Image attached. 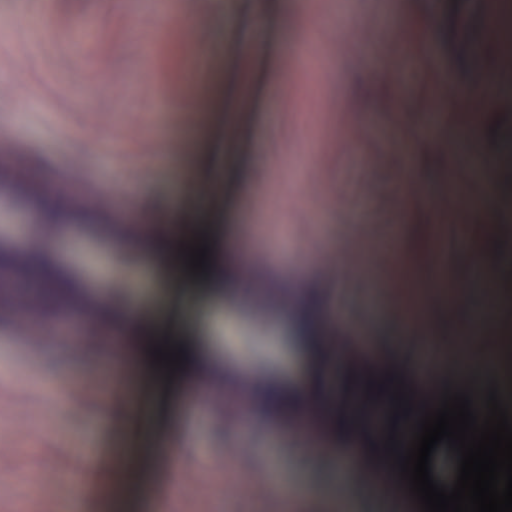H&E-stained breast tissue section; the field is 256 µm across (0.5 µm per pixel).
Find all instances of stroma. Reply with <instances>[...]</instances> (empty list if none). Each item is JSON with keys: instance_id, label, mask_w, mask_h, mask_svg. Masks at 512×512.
<instances>
[{"instance_id": "obj_1", "label": "stroma", "mask_w": 512, "mask_h": 512, "mask_svg": "<svg viewBox=\"0 0 512 512\" xmlns=\"http://www.w3.org/2000/svg\"><path fill=\"white\" fill-rule=\"evenodd\" d=\"M397 2L0 0V86L15 103L0 112V252L52 237L30 277L65 280L103 312L29 296L31 343L0 309V512H60L64 477L79 467L82 512H390L374 449L325 428V416L354 391L388 407L365 390L378 372L398 384L400 406L421 390L439 402L423 378L451 388L464 367L483 408L512 300L483 288L471 253L512 274V239L483 225L478 173L459 145L477 130L492 158L512 153V109L466 112L446 151L428 148L432 127L392 108L427 97L407 52L391 62L390 96L359 102L354 87L377 64L356 45ZM479 2L454 0L447 50L428 43L439 77L464 90L492 63L457 40ZM245 42L257 52L239 53ZM435 191L455 196L470 223L436 212ZM175 209L194 216L196 237L233 276L197 283L183 308L168 250L191 242L174 238ZM108 224L136 232L108 243ZM385 245L399 267L379 263ZM244 262L253 279L237 278ZM122 273L163 340L197 343L195 369L223 367L222 402L200 405L183 387L194 368L155 374L124 357ZM311 296L315 334L344 337L355 369L290 343ZM88 322L93 341L73 348ZM240 374L309 396L295 413H225L224 400L245 398ZM85 437L111 465L91 469L73 453ZM275 481L292 495H269Z\"/></svg>"}]
</instances>
